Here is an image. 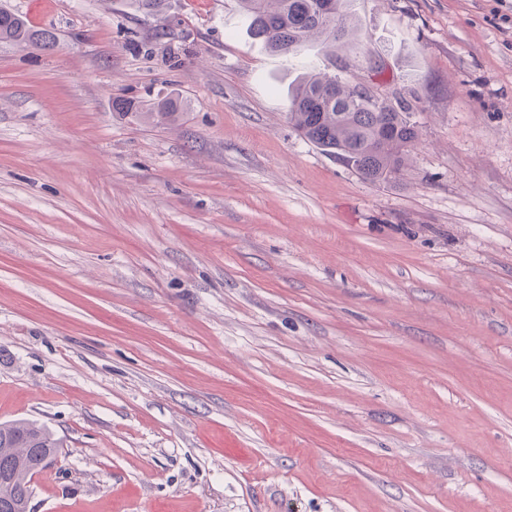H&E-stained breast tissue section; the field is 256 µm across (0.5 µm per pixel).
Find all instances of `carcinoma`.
I'll return each instance as SVG.
<instances>
[{"label": "carcinoma", "mask_w": 512, "mask_h": 512, "mask_svg": "<svg viewBox=\"0 0 512 512\" xmlns=\"http://www.w3.org/2000/svg\"><path fill=\"white\" fill-rule=\"evenodd\" d=\"M250 34L276 54L288 55L318 36L334 49L343 46L351 24L347 0H240ZM136 11L159 22L156 34L170 33L177 16L172 0H131ZM0 41L50 51L56 34L0 9ZM115 110L136 121H175L185 103L172 94L150 101L119 98ZM413 105L405 98H376L348 88L336 74L304 79L292 91L288 120L307 140L355 167L370 182L397 180L406 168L417 137ZM61 442L46 426L18 419L0 427V475L10 478L0 488V512H31V480L46 457L59 453Z\"/></svg>", "instance_id": "carcinoma-1"}]
</instances>
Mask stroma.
<instances>
[{
  "mask_svg": "<svg viewBox=\"0 0 512 512\" xmlns=\"http://www.w3.org/2000/svg\"><path fill=\"white\" fill-rule=\"evenodd\" d=\"M0 42V424L33 512H512V0H349L277 55L239 0H46ZM340 75L414 106L397 181L294 131ZM171 93L168 124L117 97ZM131 5L136 11L155 17L159 24L156 30V36H165L170 33L172 24L176 21L177 16L172 15L171 10L173 4L171 0H131ZM0 41L50 51L57 45V36L49 29L34 27L27 19L0 9ZM115 110L122 115L131 117L136 121H152L153 123L174 122L179 112L185 109V103L178 96L166 94L153 101H137L127 98H119L114 103ZM1 425L3 428H1ZM62 448L54 433L36 421L18 419L0 424V476L10 483L0 488V512H31V480L46 457Z\"/></svg>",
  "mask_w": 512,
  "mask_h": 512,
  "instance_id": "35a3bbf8",
  "label": "stroma"
}]
</instances>
